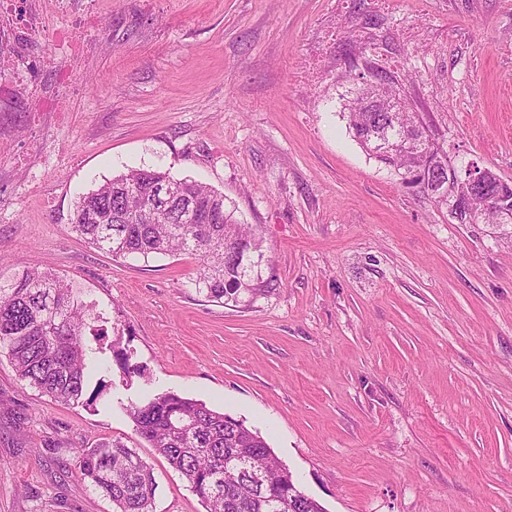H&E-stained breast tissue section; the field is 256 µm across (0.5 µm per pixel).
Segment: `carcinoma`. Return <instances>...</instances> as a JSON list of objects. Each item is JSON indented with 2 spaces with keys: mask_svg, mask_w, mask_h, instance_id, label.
Listing matches in <instances>:
<instances>
[{
  "mask_svg": "<svg viewBox=\"0 0 512 512\" xmlns=\"http://www.w3.org/2000/svg\"><path fill=\"white\" fill-rule=\"evenodd\" d=\"M374 72L378 86L364 84L346 105L349 128L365 151L413 191L449 181L450 191L431 196V202L449 208L455 197L467 199L472 224L512 221L502 213L503 205L512 204V182L488 167L474 182L448 166V153L431 137L424 117L387 72ZM162 186L172 203L153 209L146 192ZM183 204L192 207L189 224L176 223ZM71 229L114 257L196 256L195 287L212 301L251 298L277 287L275 277L264 279L258 272L262 241L225 207L224 195L167 170L135 168L97 185L76 202ZM107 323L105 313L93 311L49 272L27 270L0 285V351L7 352L22 380L57 402L96 404L103 390L85 396L86 379L94 370L111 371L112 360L128 378L144 375L121 339L108 340ZM124 410L140 438L186 479L206 512H326L244 421L173 391L131 401ZM78 459L81 474L112 500L116 512H150L153 469L135 449L112 440L79 449ZM258 468L263 482L255 478Z\"/></svg>",
  "mask_w": 512,
  "mask_h": 512,
  "instance_id": "cac0c4a2",
  "label": "carcinoma"
}]
</instances>
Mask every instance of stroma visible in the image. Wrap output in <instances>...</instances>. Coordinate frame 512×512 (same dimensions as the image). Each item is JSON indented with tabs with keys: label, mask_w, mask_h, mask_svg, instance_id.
I'll list each match as a JSON object with an SVG mask.
<instances>
[{
	"label": "stroma",
	"mask_w": 512,
	"mask_h": 512,
	"mask_svg": "<svg viewBox=\"0 0 512 512\" xmlns=\"http://www.w3.org/2000/svg\"><path fill=\"white\" fill-rule=\"evenodd\" d=\"M30 56L61 118L11 116L0 283L50 270L117 323L146 378L112 404L50 400L0 353V512H114L77 451L154 469L151 512H205L122 405L172 391L244 420L326 512H512V224H461L355 141L344 44L397 79L458 168L512 181V0H94L69 60L42 0ZM71 69L73 81L59 74ZM134 167L221 192L277 288L216 303L189 255L115 258L70 229Z\"/></svg>",
	"instance_id": "obj_1"
}]
</instances>
